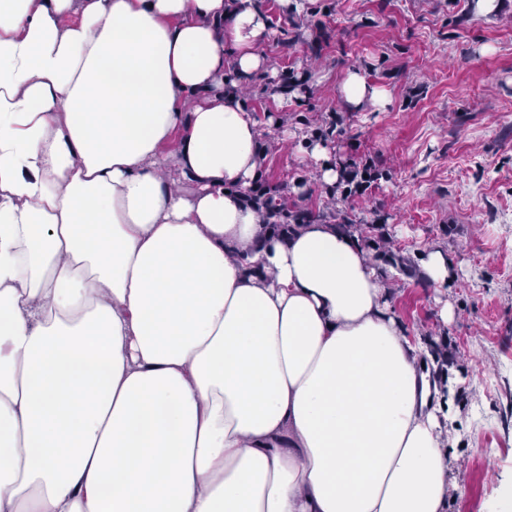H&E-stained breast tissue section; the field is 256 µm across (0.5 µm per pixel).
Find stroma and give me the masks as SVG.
Listing matches in <instances>:
<instances>
[{"label": "stroma", "mask_w": 512, "mask_h": 512, "mask_svg": "<svg viewBox=\"0 0 512 512\" xmlns=\"http://www.w3.org/2000/svg\"><path fill=\"white\" fill-rule=\"evenodd\" d=\"M267 18L265 71L242 86L264 150L259 182L312 220L383 225L392 252L425 248L457 264L441 288L393 285L397 313L452 386L447 512H500L512 496V0H256ZM390 91L351 110L346 71ZM321 143L335 168H370L360 192L325 184L300 151ZM451 308L450 321L440 317Z\"/></svg>", "instance_id": "stroma-1"}]
</instances>
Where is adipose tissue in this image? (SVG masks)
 Returning a JSON list of instances; mask_svg holds the SVG:
<instances>
[{"label":"adipose tissue","mask_w":512,"mask_h":512,"mask_svg":"<svg viewBox=\"0 0 512 512\" xmlns=\"http://www.w3.org/2000/svg\"><path fill=\"white\" fill-rule=\"evenodd\" d=\"M267 37L254 0H0V512H447L378 269L244 199Z\"/></svg>","instance_id":"ef3b65f1"}]
</instances>
